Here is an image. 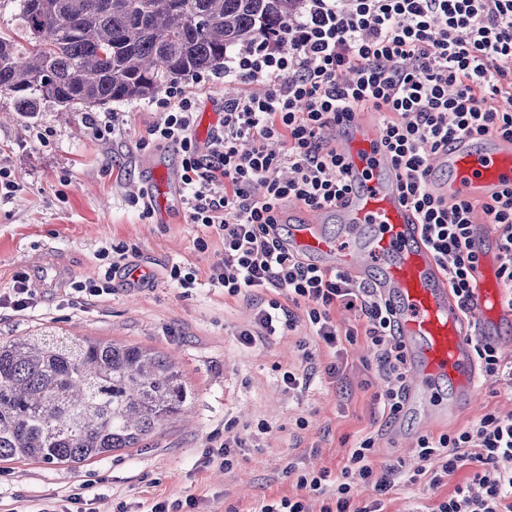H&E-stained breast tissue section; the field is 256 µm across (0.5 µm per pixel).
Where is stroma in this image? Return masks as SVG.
Wrapping results in <instances>:
<instances>
[{"mask_svg": "<svg viewBox=\"0 0 512 512\" xmlns=\"http://www.w3.org/2000/svg\"><path fill=\"white\" fill-rule=\"evenodd\" d=\"M182 84L202 112L221 111L225 100L242 90L210 71ZM167 106L162 92L110 104V111L122 113L124 129L109 141L90 134L84 109L44 101L34 117L24 118L10 97L0 94V162L19 185L13 196L0 198V293L12 287L16 276L36 278L35 263L46 258L67 265L71 279L97 277V252L115 240L134 245L132 263L151 271L147 283L132 288L119 280L114 293L93 301L71 294V280L38 287L36 308L0 307V338L49 326L171 353L194 395L188 415L168 424L148 447L75 465L0 461V512H60L75 493L91 503L93 512H135L145 500L189 496L198 499V512H251L259 501L295 492L289 465L339 471L362 432L377 438L376 466L410 464L418 434L471 426L494 408L512 410V396L502 385L484 381L478 402L462 419L429 425L407 413L387 422L371 402L387 382L361 339L345 345L334 361L323 346L313 345L321 372L309 390H285L278 371L298 361L294 337L241 345L238 333L252 319L244 302L205 285L184 294L167 279L175 263L207 276L223 250L221 238L212 237L207 251H197V228L183 210L161 224L142 218L130 202L148 188L154 164L180 161L174 149L163 145L136 147L154 113ZM332 361L339 368L333 378L324 371ZM300 417L307 421L302 430L295 426ZM262 422L269 433L259 446L236 449L231 471L212 460L215 434L227 429L247 439ZM467 475L459 470L437 488L395 487L385 497L386 512H405L414 498L442 499Z\"/></svg>", "mask_w": 512, "mask_h": 512, "instance_id": "obj_1", "label": "stroma"}]
</instances>
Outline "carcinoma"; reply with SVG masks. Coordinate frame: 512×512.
Wrapping results in <instances>:
<instances>
[{"instance_id": "cac0c4a2", "label": "carcinoma", "mask_w": 512, "mask_h": 512, "mask_svg": "<svg viewBox=\"0 0 512 512\" xmlns=\"http://www.w3.org/2000/svg\"><path fill=\"white\" fill-rule=\"evenodd\" d=\"M303 0H22L0 32V93L15 111L151 98L260 36L288 46ZM194 397L170 356L37 332L0 338V460L81 464L138 448Z\"/></svg>"}]
</instances>
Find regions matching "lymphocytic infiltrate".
Wrapping results in <instances>:
<instances>
[{
  "label": "lymphocytic infiltrate",
  "mask_w": 512,
  "mask_h": 512,
  "mask_svg": "<svg viewBox=\"0 0 512 512\" xmlns=\"http://www.w3.org/2000/svg\"><path fill=\"white\" fill-rule=\"evenodd\" d=\"M287 30V44L261 37L225 58V76L243 90L225 100L209 143L193 135L194 97L174 83L166 90L171 107L136 147L166 144L179 153L182 205L198 229L193 246L207 250L214 234L224 243L206 282L254 306L240 343H268L305 326L308 335L297 342L300 366L280 375L287 389L302 392L314 364L311 340L334 356L343 343L365 336L378 368L394 381L375 401L395 420L407 369L387 304L348 273L306 264L291 252L283 214L290 204L316 211L344 196L346 163L326 132L353 113L376 114L403 196L464 318L473 317L478 256L470 235L479 215L499 234L498 277L512 304V188L483 201L448 203L427 181L431 157L454 136L512 142V0H303ZM259 82L265 91H251ZM256 185L263 189L258 197L251 192ZM131 250L123 241L102 247L103 276L73 282L74 293L87 301L111 293L115 280L127 275ZM339 308L361 313L363 328L339 326ZM375 453V436L365 434L339 476L327 469L301 472L299 495L262 502L253 512H308L305 489L321 497L320 512H385L382 497L400 468L377 469ZM416 455L412 485L437 487L458 470L469 471L452 493L421 512H512V413L493 409L472 426L419 436ZM354 472L377 494L362 506L348 481Z\"/></svg>",
  "instance_id": "obj_1"
}]
</instances>
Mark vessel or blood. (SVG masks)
I'll use <instances>...</instances> for the list:
<instances>
[{
	"label": "vessel or blood",
	"instance_id": "vessel-or-blood-1",
	"mask_svg": "<svg viewBox=\"0 0 512 512\" xmlns=\"http://www.w3.org/2000/svg\"><path fill=\"white\" fill-rule=\"evenodd\" d=\"M336 140L350 184L335 208L345 241L324 234L325 213L318 210L292 226L288 247L309 263L349 273L389 303L407 357L406 410L424 412L432 423L463 417L479 396L475 338L499 345L512 330V306L504 303L497 276V235L485 218H476L471 244L479 263L471 307L477 330L472 333L400 193L380 122L363 112L353 114L337 127ZM430 171V189L446 202L490 198L512 186V143L454 137L433 157ZM441 171L447 179H438ZM152 178L156 211L161 222H169L180 197V175L161 163Z\"/></svg>",
	"mask_w": 512,
	"mask_h": 512
}]
</instances>
